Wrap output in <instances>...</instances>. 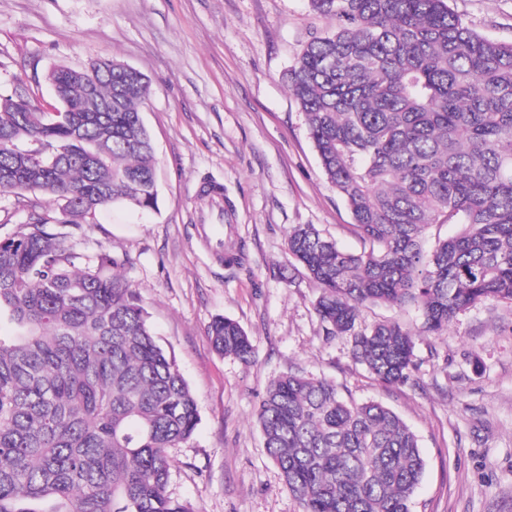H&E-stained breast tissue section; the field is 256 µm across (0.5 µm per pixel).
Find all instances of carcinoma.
Segmentation results:
<instances>
[{"label":"carcinoma","instance_id":"obj_1","mask_svg":"<svg viewBox=\"0 0 512 512\" xmlns=\"http://www.w3.org/2000/svg\"><path fill=\"white\" fill-rule=\"evenodd\" d=\"M334 25L286 73L323 176L347 205L357 253L314 224L288 253L321 288L315 311L383 385L406 382L411 330L355 332L365 304L416 307L442 335L482 300L512 301V43L489 40L447 0H310ZM89 95L77 71L47 81L64 115L0 112V191H38L67 220L0 237V512H194L168 491L170 449L200 421L175 356L138 293L98 253L76 267L68 226L115 204L153 209L149 79L101 57ZM432 224L457 232L422 239ZM214 350L253 346L219 316ZM264 448L301 512H410L425 461L402 418L299 372L269 381L256 410Z\"/></svg>","mask_w":512,"mask_h":512}]
</instances>
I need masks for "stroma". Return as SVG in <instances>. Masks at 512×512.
Returning <instances> with one entry per match:
<instances>
[{
    "label": "stroma",
    "mask_w": 512,
    "mask_h": 512,
    "mask_svg": "<svg viewBox=\"0 0 512 512\" xmlns=\"http://www.w3.org/2000/svg\"><path fill=\"white\" fill-rule=\"evenodd\" d=\"M448 5L480 35L512 42V0ZM331 25L309 0H0V94L21 85L54 111L47 71L103 56L150 81L141 112L156 209L112 206L72 228L66 245L85 260H122L198 399L194 435L170 451L173 497L196 512H299L255 413L272 378L301 371L383 402L415 431L425 472L410 512H512V303L482 301L441 336L418 334L414 307H361L356 331L396 321L416 332L410 379L386 386L353 361L350 336L327 335L320 289L288 254L295 224L362 248L285 79ZM207 176L224 186L218 227L193 220ZM64 218L42 194L0 192V236ZM219 315L248 333L252 363L214 351L207 328Z\"/></svg>",
    "instance_id": "35a3bbf8"
}]
</instances>
